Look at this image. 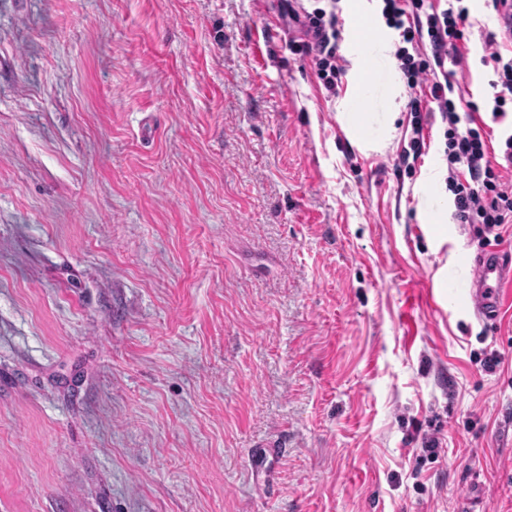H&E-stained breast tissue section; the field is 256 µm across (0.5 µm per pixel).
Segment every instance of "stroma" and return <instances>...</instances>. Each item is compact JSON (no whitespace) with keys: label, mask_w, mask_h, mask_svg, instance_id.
Instances as JSON below:
<instances>
[{"label":"stroma","mask_w":512,"mask_h":512,"mask_svg":"<svg viewBox=\"0 0 512 512\" xmlns=\"http://www.w3.org/2000/svg\"><path fill=\"white\" fill-rule=\"evenodd\" d=\"M339 7L361 131L279 0H0V512H512V307ZM468 301L474 312L487 320L499 316L504 299L505 282H512V251L510 254L491 252L470 262Z\"/></svg>","instance_id":"obj_1"}]
</instances>
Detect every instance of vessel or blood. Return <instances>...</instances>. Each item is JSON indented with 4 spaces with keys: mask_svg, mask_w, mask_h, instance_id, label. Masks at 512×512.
Returning <instances> with one entry per match:
<instances>
[{
    "mask_svg": "<svg viewBox=\"0 0 512 512\" xmlns=\"http://www.w3.org/2000/svg\"><path fill=\"white\" fill-rule=\"evenodd\" d=\"M467 300L474 312L485 319H495L504 299L503 285L512 282V253L491 252L471 263Z\"/></svg>",
    "mask_w": 512,
    "mask_h": 512,
    "instance_id": "obj_1",
    "label": "vessel or blood"
}]
</instances>
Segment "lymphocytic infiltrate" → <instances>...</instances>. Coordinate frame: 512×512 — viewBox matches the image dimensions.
Masks as SVG:
<instances>
[{"instance_id":"1","label":"lymphocytic infiltrate","mask_w":512,"mask_h":512,"mask_svg":"<svg viewBox=\"0 0 512 512\" xmlns=\"http://www.w3.org/2000/svg\"><path fill=\"white\" fill-rule=\"evenodd\" d=\"M338 0L308 8L304 0H280L281 9L301 32L294 53L308 58L329 93H336L345 73L339 53ZM385 26L392 34L394 57L404 81L411 135L398 155L399 174L415 173L430 148L429 130L440 127L445 185L453 196L455 223L472 226L479 249L497 245L512 228V182L502 171L512 168V133L494 136L493 128L512 111V0H491L499 32L487 33L480 62L491 67L492 94L468 101L459 113L455 100L462 88L456 69L468 68L464 0H382Z\"/></svg>"}]
</instances>
